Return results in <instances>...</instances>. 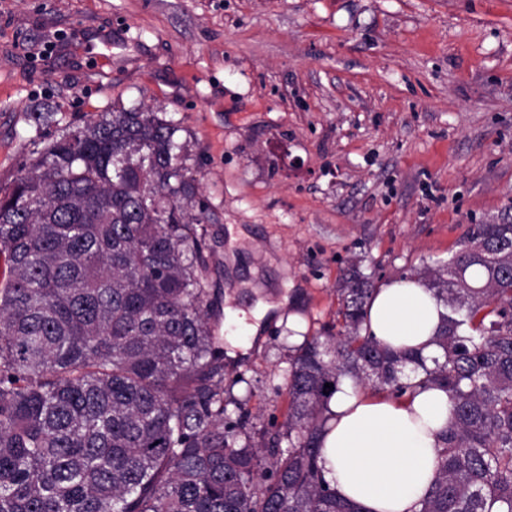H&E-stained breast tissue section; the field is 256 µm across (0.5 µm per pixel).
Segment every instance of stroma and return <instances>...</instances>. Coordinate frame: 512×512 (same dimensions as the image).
Here are the masks:
<instances>
[{"instance_id":"35a3bbf8","label":"stroma","mask_w":512,"mask_h":512,"mask_svg":"<svg viewBox=\"0 0 512 512\" xmlns=\"http://www.w3.org/2000/svg\"><path fill=\"white\" fill-rule=\"evenodd\" d=\"M132 105L186 131L224 307L298 297L301 334L224 362L254 435L351 266L411 279L512 216V0H0V182L36 136Z\"/></svg>"}]
</instances>
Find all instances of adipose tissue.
<instances>
[{
	"mask_svg": "<svg viewBox=\"0 0 512 512\" xmlns=\"http://www.w3.org/2000/svg\"><path fill=\"white\" fill-rule=\"evenodd\" d=\"M443 311L424 285L396 278L374 294L367 322L384 344L431 357ZM329 408L320 463L337 495L366 512H418L439 472V434L452 412L447 393L431 388L395 400L345 384Z\"/></svg>",
	"mask_w": 512,
	"mask_h": 512,
	"instance_id": "ef3b65f1",
	"label": "adipose tissue"
}]
</instances>
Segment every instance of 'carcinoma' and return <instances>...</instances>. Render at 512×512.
Instances as JSON below:
<instances>
[{
    "instance_id": "obj_1",
    "label": "carcinoma",
    "mask_w": 512,
    "mask_h": 512,
    "mask_svg": "<svg viewBox=\"0 0 512 512\" xmlns=\"http://www.w3.org/2000/svg\"><path fill=\"white\" fill-rule=\"evenodd\" d=\"M181 132L114 109L39 141L0 187V512H365L318 464L345 383L448 392L419 512H512V221L420 272L445 309L430 367L373 336L377 288L352 266L340 328L294 347L285 418L256 441L224 400L210 214Z\"/></svg>"
}]
</instances>
